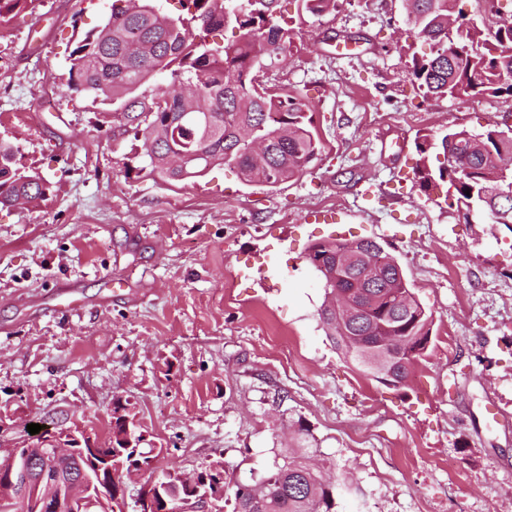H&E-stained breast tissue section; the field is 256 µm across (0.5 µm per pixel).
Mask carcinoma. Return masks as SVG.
<instances>
[{"label":"carcinoma","mask_w":512,"mask_h":512,"mask_svg":"<svg viewBox=\"0 0 512 512\" xmlns=\"http://www.w3.org/2000/svg\"><path fill=\"white\" fill-rule=\"evenodd\" d=\"M184 13L169 16L157 0H112L101 28L87 32L69 55V89L120 102L126 124L135 127L151 150L149 171L166 181L201 176L216 165L234 169L245 182L275 187L302 175L320 146L309 129L299 95L269 87L260 73L283 51L290 30L277 16L279 0H181ZM302 10L321 16L336 0H300ZM408 22L429 46L413 59L412 75L425 94L439 98L472 95L512 97V28L490 43L482 24L467 17L464 0H405ZM230 27L236 38L210 44L203 34ZM471 42L470 57L448 55L454 43ZM159 76L150 103L133 95ZM419 162L416 183L426 191L444 180L432 159L456 155L469 171L449 178L452 208L474 202L476 218L512 224V128L490 123L481 133L466 128L415 137ZM470 194H465V191ZM49 183L16 164V149L0 141V207L44 200ZM307 261L324 291L318 318L336 350L370 372L382 325L401 337L402 353H387L395 375L409 379L428 350L433 322L415 296L397 257L368 238L347 252L345 242L319 241L307 248ZM125 406L112 408V447L120 445ZM303 444L279 455L251 483L228 477L224 464H210L219 479L211 493L231 495L233 512H336V497L348 493L344 471L325 460L314 468Z\"/></svg>","instance_id":"carcinoma-1"}]
</instances>
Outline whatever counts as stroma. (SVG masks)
I'll use <instances>...</instances> for the list:
<instances>
[{
    "instance_id": "1",
    "label": "stroma",
    "mask_w": 512,
    "mask_h": 512,
    "mask_svg": "<svg viewBox=\"0 0 512 512\" xmlns=\"http://www.w3.org/2000/svg\"><path fill=\"white\" fill-rule=\"evenodd\" d=\"M111 4L30 0L0 25V139L51 187L0 209V462L31 423L109 445L118 399L162 471L220 461L255 480L301 424L358 489L338 512H512V229L463 223L412 171L417 133L512 126V98L423 97L403 0L320 17L281 0L291 41L268 76L308 104L317 160L272 189L222 165L169 184L142 170L119 103L68 88ZM312 208L335 223H304ZM330 238L381 243L432 311L406 386L325 335L305 253Z\"/></svg>"
}]
</instances>
